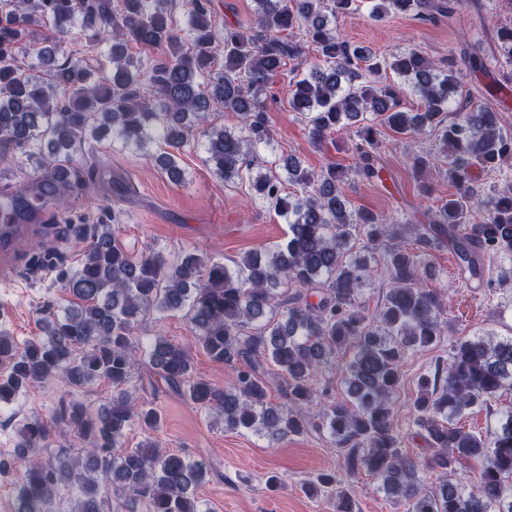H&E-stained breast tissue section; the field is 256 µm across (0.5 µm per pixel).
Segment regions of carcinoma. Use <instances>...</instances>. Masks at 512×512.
I'll list each match as a JSON object with an SVG mask.
<instances>
[{
  "label": "carcinoma",
  "instance_id": "cac0c4a2",
  "mask_svg": "<svg viewBox=\"0 0 512 512\" xmlns=\"http://www.w3.org/2000/svg\"><path fill=\"white\" fill-rule=\"evenodd\" d=\"M255 4L252 25L259 34L226 24L219 38L211 0H188L189 28L182 35L167 0H0V152L38 150L46 168L36 189L61 201L85 188L92 174L73 154L89 136L136 149L156 138L170 151L152 160L180 181V150L217 103L243 126L237 133L208 130L207 162L226 182L248 181L257 199L288 224L284 244L246 253L233 270L195 253L173 261L158 252L135 256L116 242L110 224L64 225L66 236L89 231L92 238L66 285L71 307L59 312L44 305L43 337L22 347L0 331V405L56 377L76 389L105 380L112 403L95 416L78 402L55 414L54 424L84 443L75 457L47 454L50 430L40 418L18 423L13 452L0 456V478L10 479L15 512H200L194 491L208 466L158 448L149 436L160 416L126 389L138 355L170 390L223 419L227 430L260 433L272 442L326 433L343 451L348 477L375 476L408 512H512V411L491 437L460 424L472 408L512 391V337L459 341L448 359L417 378L412 424L430 449L427 458L403 452L394 424L402 363L410 352L434 346L449 327L441 294L425 285L431 252L448 244L459 266L480 282L485 257L512 258V188L486 198L474 174L476 166L512 162V135L500 128L492 107H459L454 57L439 64L409 49L388 59L341 38L332 21L356 13L357 0ZM451 12L448 0H373L370 15L428 19ZM32 26L46 29L45 46L37 50L46 66L41 78L17 58ZM71 28L90 38L112 37L108 55L95 66L73 58L59 41ZM299 34L315 46L321 64L285 81L289 108L307 119L316 142L356 128L351 170L330 163L311 176L289 157L282 178L254 170L247 159L250 149L273 140L260 96L275 76L288 75L287 62L301 57ZM218 40L220 68L213 56ZM132 44L145 52L164 46L168 53L145 67L133 61ZM387 70L403 83L381 82ZM408 95L417 98V110L405 107ZM385 129L403 136L436 131L446 146L454 191L428 210L411 248L397 242L404 225L383 214L352 212L345 191L351 172L367 181L381 178L376 152ZM409 164L420 194H432L422 179L428 157L417 155ZM287 182L301 192L286 191ZM472 214L479 220L469 222ZM357 236L382 250L391 271L392 287L372 314L359 302L374 269L352 252ZM183 309L196 347L228 371V388L192 377L187 347L161 336L132 342L138 315ZM347 350L353 355L346 399L336 401L328 386L313 381ZM267 363L284 381L276 404L268 400ZM317 399L328 405L315 419L309 407ZM134 425L148 437L115 454ZM426 470L438 480L428 492ZM74 487L76 499L64 500ZM302 489L333 503L334 512H355L352 488L334 471L316 474Z\"/></svg>",
  "mask_w": 512,
  "mask_h": 512
}]
</instances>
